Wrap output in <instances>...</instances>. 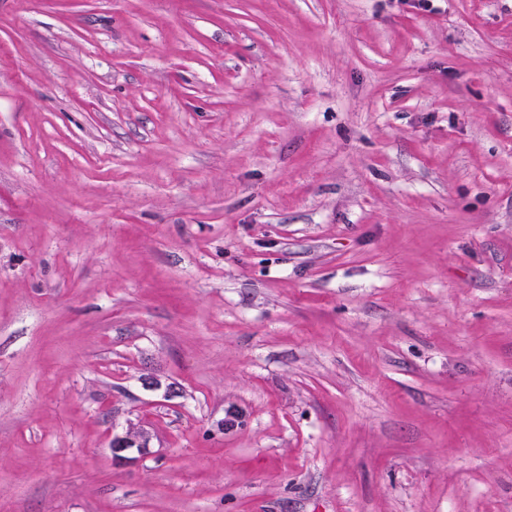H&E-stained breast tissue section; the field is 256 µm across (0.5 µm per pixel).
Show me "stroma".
<instances>
[{"label":"stroma","instance_id":"1","mask_svg":"<svg viewBox=\"0 0 512 512\" xmlns=\"http://www.w3.org/2000/svg\"><path fill=\"white\" fill-rule=\"evenodd\" d=\"M0 512H512V0H0ZM149 436L142 431L128 430L124 435L112 436L110 448L112 458L120 460L129 448H148Z\"/></svg>","mask_w":512,"mask_h":512}]
</instances>
